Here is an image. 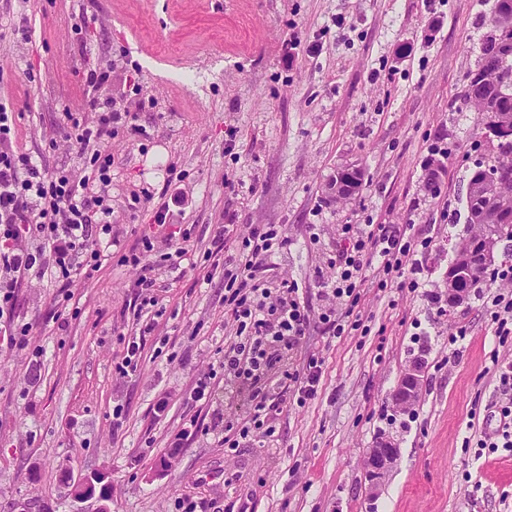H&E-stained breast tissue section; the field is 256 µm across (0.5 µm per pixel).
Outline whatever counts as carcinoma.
Instances as JSON below:
<instances>
[{"label":"carcinoma","instance_id":"carcinoma-1","mask_svg":"<svg viewBox=\"0 0 512 512\" xmlns=\"http://www.w3.org/2000/svg\"><path fill=\"white\" fill-rule=\"evenodd\" d=\"M491 22L512 23V0H493ZM463 99L471 104L480 120L499 112L512 113V26L502 30L500 43L487 35L479 46L477 66L467 75ZM481 163L492 164L503 172L507 183L500 191L483 197L475 193L474 180H469L466 194V223L471 233L461 239L456 248L466 249L477 238L503 239L505 219L512 217V131L497 138V147L482 155Z\"/></svg>","mask_w":512,"mask_h":512}]
</instances>
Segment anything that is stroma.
<instances>
[{
  "label": "stroma",
  "instance_id": "obj_1",
  "mask_svg": "<svg viewBox=\"0 0 512 512\" xmlns=\"http://www.w3.org/2000/svg\"><path fill=\"white\" fill-rule=\"evenodd\" d=\"M2 13L19 34L0 42V96L24 151L76 167L74 150L49 142L69 127L85 66H110L113 96L148 132L109 143L114 234L137 243L153 221L145 194L167 171L195 203L180 267L149 256L154 307L138 310V271L112 259L74 283L19 290L15 318L43 353L0 345V512H76L65 481L96 471L112 484V512H512V452L476 445L499 423L495 363L512 359V335H497L492 301L512 288L491 278L448 306L473 146L486 138L460 108L492 28L485 0H0ZM82 15L91 23L77 35ZM440 142L433 197L422 180ZM349 163L363 185L338 201L328 184ZM229 220L243 236L285 225L288 244L264 277L296 281L312 322L279 368L325 360L306 404L269 380L273 433L236 448L223 431L248 420L251 403L224 383V275L206 270ZM346 224H396L431 245L420 289L379 287L368 267L352 312L363 327L334 338L318 320V272ZM132 336L141 361L123 375ZM418 356L422 392L402 411L391 393ZM201 379L211 396L192 400ZM383 436L400 453L373 495L363 462Z\"/></svg>",
  "mask_w": 512,
  "mask_h": 512
}]
</instances>
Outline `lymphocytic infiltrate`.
<instances>
[{"label": "lymphocytic infiltrate", "instance_id": "f902f5d3", "mask_svg": "<svg viewBox=\"0 0 512 512\" xmlns=\"http://www.w3.org/2000/svg\"><path fill=\"white\" fill-rule=\"evenodd\" d=\"M80 109L94 113L91 123L73 122L64 138L74 145L81 168L53 171L43 156L20 150L16 145V115L0 101V334L14 347L29 336L28 325L15 321V302L20 288L45 276L72 279L80 276L77 254L89 253L100 262L106 247L115 246L112 208L108 205L114 158L107 144L118 130L136 137L146 136L135 113L117 107L110 93L111 69L87 68ZM159 206L152 224L146 225L137 247L123 252L119 262L140 271L139 285L154 287L153 268L146 257L157 240H165L167 260L180 265L187 251L173 235L163 229L173 208L192 207L193 199L173 179H166L158 195ZM99 225L101 238H92L91 225ZM243 261L224 271V314L235 328V339L224 350L221 366L226 380L250 387L269 377L275 364L271 345L282 351L293 350L304 338L309 325V310L297 300V284L287 281L266 287L259 273L265 270L276 248L288 238L281 225H252L242 238ZM428 241L407 235L394 224H347L338 251L336 274L324 279L322 295L339 303L356 305L360 298L363 271L379 261L384 280L406 278ZM407 280L411 289L418 280ZM504 400L500 425L483 435L478 447L512 451V361L496 365Z\"/></svg>", "mask_w": 512, "mask_h": 512}]
</instances>
